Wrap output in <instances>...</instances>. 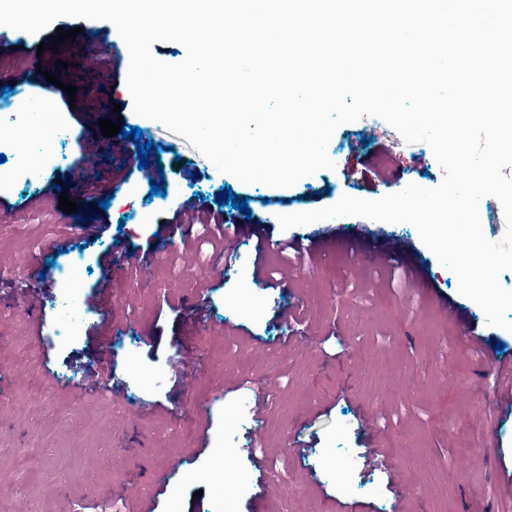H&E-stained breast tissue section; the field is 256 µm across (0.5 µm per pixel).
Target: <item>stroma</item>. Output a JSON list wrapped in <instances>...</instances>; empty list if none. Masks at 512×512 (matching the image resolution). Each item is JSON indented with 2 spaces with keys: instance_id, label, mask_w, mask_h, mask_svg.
Instances as JSON below:
<instances>
[{
  "instance_id": "35a3bbf8",
  "label": "stroma",
  "mask_w": 512,
  "mask_h": 512,
  "mask_svg": "<svg viewBox=\"0 0 512 512\" xmlns=\"http://www.w3.org/2000/svg\"><path fill=\"white\" fill-rule=\"evenodd\" d=\"M68 24L75 40L24 84L32 98L52 92L63 162L39 193L0 192V450L39 451L23 468L0 470V512H106L116 495L130 512L149 504L226 512L200 471L228 439L239 448L231 468L248 475L233 512H512L502 491L512 476V416L496 387L512 370V332L487 325L411 224L346 216L282 230L258 202L275 188L220 173L185 139L134 112L122 92L129 53L111 23ZM116 118L159 147L147 167L126 157L121 136H103L99 120ZM366 127L363 119L341 125L335 136L347 146L335 170L289 187L299 211L345 195L376 199L407 179L441 183L419 144ZM381 154L391 155L389 167L378 165ZM155 178L165 190L157 201L149 197ZM228 188L252 196L250 214L217 204ZM312 192L317 202H308ZM110 195L114 203L99 208ZM63 196L76 212L59 209ZM130 205L138 218L120 225ZM217 213L239 225L225 247L244 280L220 270L219 247L182 256L183 226ZM318 235L330 241L326 254L282 249ZM360 237L378 254L355 258L350 244ZM140 256L152 262L149 277ZM70 257L85 269L84 330L62 346L49 326L57 265ZM106 280L111 307L90 305ZM241 286L247 298L238 297ZM115 336L131 338L136 367L113 348ZM176 365L190 388L173 385ZM94 369L118 377L122 391L85 388ZM150 373L161 374L159 384L145 382ZM227 407L239 410L230 431ZM253 439L264 451L260 471L245 451ZM298 441L304 454L292 451ZM370 448L387 449L391 468L371 465ZM171 456L180 467L161 492L155 479ZM344 458L355 462L347 492L329 472Z\"/></svg>"
}]
</instances>
